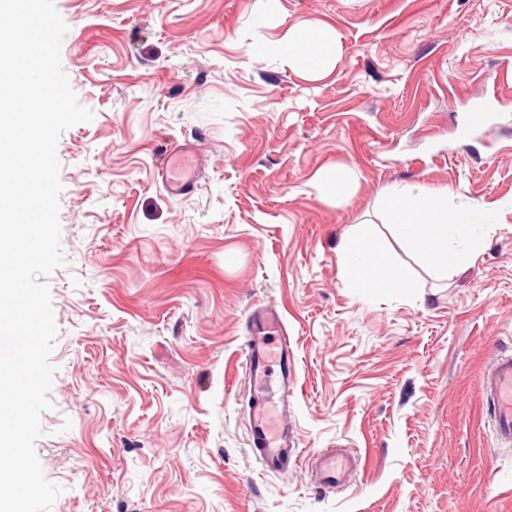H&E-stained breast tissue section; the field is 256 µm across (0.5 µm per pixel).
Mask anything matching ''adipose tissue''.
<instances>
[{
  "mask_svg": "<svg viewBox=\"0 0 512 512\" xmlns=\"http://www.w3.org/2000/svg\"><path fill=\"white\" fill-rule=\"evenodd\" d=\"M272 54L305 73L324 76L336 59V37L323 25L297 24L286 39L270 47ZM449 190L431 193L408 187L389 190L383 213L393 236L404 241L428 268L448 275L482 247L495 219L493 207L449 208ZM345 285L365 294L411 291L416 283L410 272L393 262L379 238L377 225L352 227L340 244Z\"/></svg>",
  "mask_w": 512,
  "mask_h": 512,
  "instance_id": "obj_1",
  "label": "adipose tissue"
}]
</instances>
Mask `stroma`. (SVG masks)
I'll use <instances>...</instances> for the list:
<instances>
[{"mask_svg":"<svg viewBox=\"0 0 512 512\" xmlns=\"http://www.w3.org/2000/svg\"><path fill=\"white\" fill-rule=\"evenodd\" d=\"M55 0L62 66L91 122L58 143L66 265L46 279L56 367L36 444L62 488L52 512H512V447L482 409L492 352L512 344V0ZM299 23L330 27L309 80L267 54ZM501 76L495 126L460 104ZM190 142L186 197L158 177ZM354 176L324 199L317 172ZM497 208L475 260L417 286L343 283V235L383 224L393 186ZM275 306L296 353L288 422L307 452L351 448L350 484L306 462L266 473L250 448L248 312Z\"/></svg>","mask_w":512,"mask_h":512,"instance_id":"stroma-1","label":"stroma"}]
</instances>
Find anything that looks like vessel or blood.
<instances>
[{"label": "vessel or blood", "mask_w": 512, "mask_h": 512, "mask_svg": "<svg viewBox=\"0 0 512 512\" xmlns=\"http://www.w3.org/2000/svg\"><path fill=\"white\" fill-rule=\"evenodd\" d=\"M466 126L478 132L493 118L492 103L471 107ZM201 157L195 147L182 144L164 158L159 170L163 188L173 196L189 193L196 185ZM244 351L248 389L244 398L252 450L268 473L287 474L300 459H307L314 486L336 489L347 486L360 465L358 455L346 448H328L306 454L295 429L288 423V409L295 397L292 346L280 313L261 306L247 318ZM279 373H271V365ZM482 397L498 441L512 445V347L498 348L485 372Z\"/></svg>", "instance_id": "vessel-or-blood-1"}]
</instances>
